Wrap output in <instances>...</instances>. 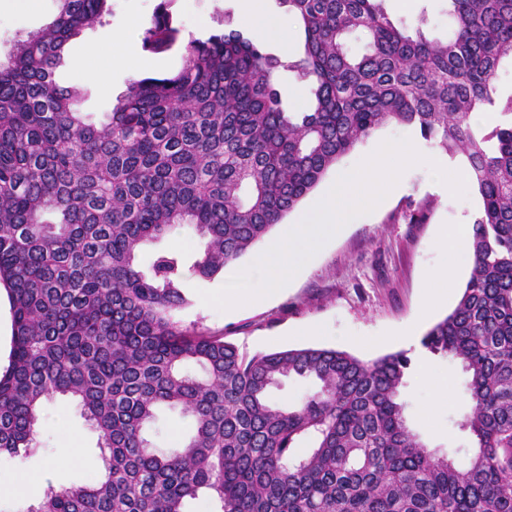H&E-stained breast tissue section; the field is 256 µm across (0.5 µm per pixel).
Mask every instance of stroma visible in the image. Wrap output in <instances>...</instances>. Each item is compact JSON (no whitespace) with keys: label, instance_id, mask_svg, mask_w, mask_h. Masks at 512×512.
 <instances>
[{"label":"stroma","instance_id":"obj_1","mask_svg":"<svg viewBox=\"0 0 512 512\" xmlns=\"http://www.w3.org/2000/svg\"><path fill=\"white\" fill-rule=\"evenodd\" d=\"M111 6L105 25L85 29L69 42L59 71L64 84L83 91L81 110L94 123L111 111L134 74L118 66L101 73L100 62L88 56L91 44L118 38L122 50L144 61L147 76L163 77L181 66V47L161 54L142 49L143 28L159 11L171 13L186 39L234 30L245 32L248 39L276 56L284 54L293 60L303 51V28L280 0H273L272 8L279 17L280 31L288 37L284 49L263 26L244 28L239 0H111ZM59 7V0H0V62L8 61L20 38L51 22ZM385 7L392 17L410 23L425 16L429 37L446 35L448 0H386ZM412 134V127L397 123L375 130L327 171L318 186L285 216V223H299L337 171L352 169L384 140ZM400 182L398 195L346 224L279 293L221 312L203 304L199 293L222 287L224 278L201 281L189 275L183 288L190 303L176 318L182 327L224 337L250 356L320 347L372 360L411 349L416 364L402 390L410 429L429 447H464L468 440L452 423L468 407L460 365L441 356L422 355L420 345H409L408 339L422 336L456 306L470 268L463 265L461 256L449 251L445 237L450 229L470 222L479 210L480 197L471 185L464 198L453 197L422 164L406 170ZM451 263L460 267L454 284L432 279V272ZM41 417L43 455L26 460L0 457V512H19L35 502L47 484H90L100 475L94 453L96 436L72 401L52 398L44 404ZM64 448L73 449L71 459L50 468V460ZM20 478L26 479L28 491H2L5 481Z\"/></svg>","mask_w":512,"mask_h":512}]
</instances>
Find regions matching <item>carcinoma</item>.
Here are the masks:
<instances>
[{
	"label": "carcinoma",
	"mask_w": 512,
	"mask_h": 512,
	"mask_svg": "<svg viewBox=\"0 0 512 512\" xmlns=\"http://www.w3.org/2000/svg\"><path fill=\"white\" fill-rule=\"evenodd\" d=\"M60 2L0 63V284L12 313L0 455H38L44 403L68 396L97 435L102 477L49 484L22 512H188L202 494L213 512H512V95L492 82L512 58V0H448L444 39L422 19H393L384 0H282L304 29L301 57L236 32L192 38L178 70L132 81L98 124L56 72L110 0ZM180 42L165 12L144 27L148 52ZM281 70L310 83L311 111L285 107ZM488 111L495 122L472 124ZM389 122L464 155L482 202L462 295L420 340L464 372L463 464L461 449H430L407 425L410 351L249 358L174 320L189 304L178 252L140 266L146 244L189 228L203 241L190 270L218 277ZM290 376L316 384L296 405L270 395ZM163 409L192 422L172 448L152 439Z\"/></svg>",
	"instance_id": "obj_1"
}]
</instances>
